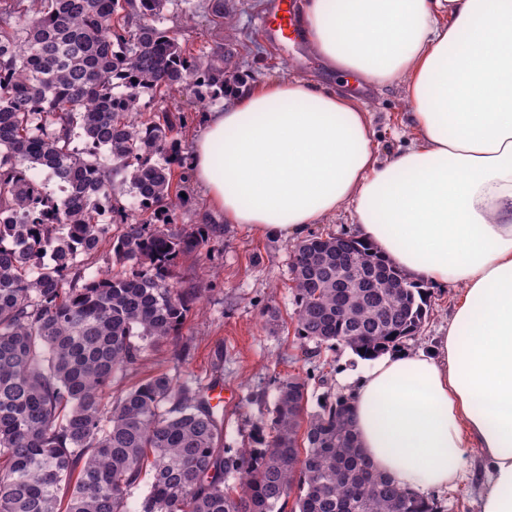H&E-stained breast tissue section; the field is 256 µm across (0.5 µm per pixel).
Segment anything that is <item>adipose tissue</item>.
<instances>
[{"mask_svg":"<svg viewBox=\"0 0 512 512\" xmlns=\"http://www.w3.org/2000/svg\"><path fill=\"white\" fill-rule=\"evenodd\" d=\"M299 28L349 80L404 83L415 143L379 161L365 106L300 77L240 91L191 149L207 219L288 239L347 209L411 280L459 289L434 346L349 375L351 422L421 497L478 449L480 512H512V0H302Z\"/></svg>","mask_w":512,"mask_h":512,"instance_id":"adipose-tissue-1","label":"adipose tissue"}]
</instances>
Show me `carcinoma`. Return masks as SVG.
<instances>
[{
  "label": "carcinoma",
  "instance_id": "cac0c4a2",
  "mask_svg": "<svg viewBox=\"0 0 512 512\" xmlns=\"http://www.w3.org/2000/svg\"><path fill=\"white\" fill-rule=\"evenodd\" d=\"M167 3L0 0V512H286L294 491L291 512H434L373 469L344 397L308 411L300 376L277 381L257 447L236 450L198 388L159 373L114 390L156 344L182 356L201 289L172 266L213 230L174 222L182 117L137 118L146 95L224 92L223 56L192 57L158 26ZM36 166L60 195L26 179ZM127 192L150 219L118 204ZM105 240L112 268L86 275ZM289 271L295 335L317 348L372 359L429 314L424 286L353 236L296 244Z\"/></svg>",
  "mask_w": 512,
  "mask_h": 512
}]
</instances>
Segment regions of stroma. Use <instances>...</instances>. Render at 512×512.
Returning a JSON list of instances; mask_svg holds the SVG:
<instances>
[{
	"label": "stroma",
	"instance_id": "stroma-1",
	"mask_svg": "<svg viewBox=\"0 0 512 512\" xmlns=\"http://www.w3.org/2000/svg\"><path fill=\"white\" fill-rule=\"evenodd\" d=\"M215 0H173L160 20L194 57L218 52L224 56L225 75L245 76L248 86L269 80L304 77L348 92L343 77L328 70L305 39L274 42L259 28L260 16L271 0H223L224 17L216 19ZM372 118L381 157L407 147L409 104L404 84L382 88L364 85L358 90ZM230 97L199 100L187 91L165 97H144L143 117L161 111L181 112L182 128L174 137L181 161L173 165V183L185 199L176 213L179 226L204 223L206 202L191 181L189 152L210 112L223 110ZM290 242L248 231L237 224H220L200 251L183 257L177 271L201 285L198 307L190 312L182 333L188 348L175 360L170 344L148 351L137 372L120 380L126 389L149 376L166 373L181 382L205 388L212 380L224 386V445L247 448L246 418L267 416L276 396L279 378L294 374L308 379L311 403L347 391L340 375L361 362L349 346L314 348L301 344L294 334L296 304L289 281ZM429 315L418 337L405 340L404 350L427 348L452 314L456 291L428 285ZM468 474L448 492L435 494L439 512H478L482 465L478 451L467 459Z\"/></svg>",
	"mask_w": 512,
	"mask_h": 512
}]
</instances>
